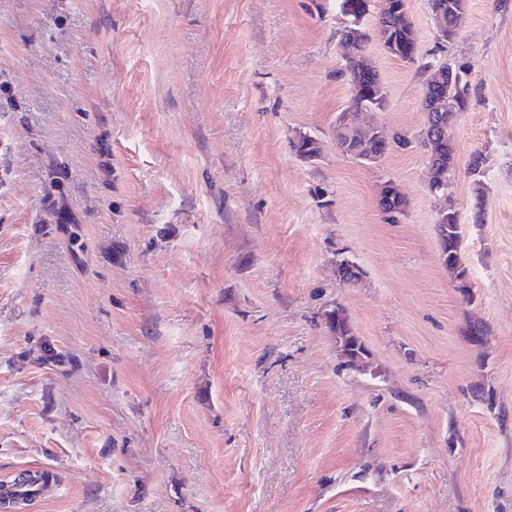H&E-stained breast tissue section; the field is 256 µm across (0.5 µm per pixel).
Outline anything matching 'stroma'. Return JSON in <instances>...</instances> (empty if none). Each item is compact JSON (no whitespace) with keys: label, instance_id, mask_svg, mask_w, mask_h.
Wrapping results in <instances>:
<instances>
[{"label":"stroma","instance_id":"1","mask_svg":"<svg viewBox=\"0 0 512 512\" xmlns=\"http://www.w3.org/2000/svg\"><path fill=\"white\" fill-rule=\"evenodd\" d=\"M406 5L368 119L416 134L423 63L463 67L464 293L425 150L336 146L339 0H0V480L59 485L25 512H512V0L441 46ZM380 16L382 17L383 15ZM387 18L388 20L383 19V17L378 19L377 17V27H386L384 31H382V34H388V41L394 39L396 42L400 43L401 46H404L414 53L415 47L417 48V35L416 31L414 32L413 24L410 19L398 18L391 15H388ZM341 315H342L341 311L336 309V316H334L333 319H331L329 317V313H328V317H327L328 326L332 331L336 332V342H337L338 352H339L340 357L343 360L347 361L345 363L347 368L352 371L358 372V373H363V372L367 371V369L369 367L368 362L365 360V357H366L365 352L356 354L354 356L341 352L344 350V346L341 343L340 336H342V338L345 339V345L348 347V349L350 351L357 352V351H361L363 348V344L360 342V340L352 334V332L348 326L346 317L342 316L339 318V321H336V317H339Z\"/></svg>","mask_w":512,"mask_h":512}]
</instances>
